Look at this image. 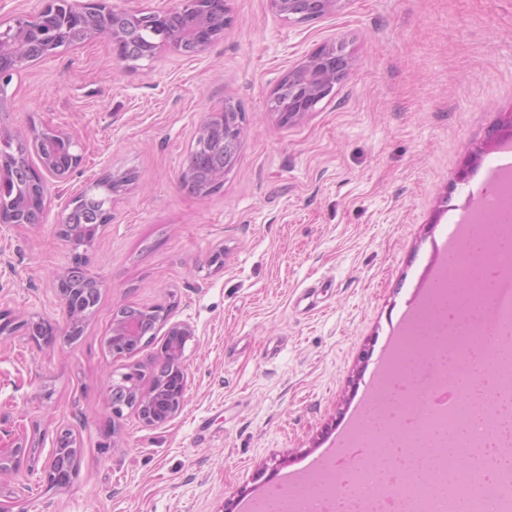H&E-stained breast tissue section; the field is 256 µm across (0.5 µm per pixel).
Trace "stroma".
<instances>
[{"label":"stroma","mask_w":512,"mask_h":512,"mask_svg":"<svg viewBox=\"0 0 512 512\" xmlns=\"http://www.w3.org/2000/svg\"><path fill=\"white\" fill-rule=\"evenodd\" d=\"M231 24L203 52L158 50L128 69L109 39L14 73L0 130H69L83 165L44 223L0 224V312L64 321L53 276L71 258L67 198L108 171L134 181L112 205L88 270L103 287L78 338L38 348L0 335V445L27 437L37 463L0 474L12 512H238L280 475H308L429 299L444 244L496 165L489 134L512 113V0H343L305 22L270 0H228ZM350 74L292 124L271 112L281 77L331 40ZM247 129L222 185L180 183L195 130L225 102ZM224 266H210L215 250ZM168 305L196 329L176 417L132 409L102 447L108 386L159 342L112 357L121 306ZM79 441V472L50 487L56 433Z\"/></svg>","instance_id":"obj_1"}]
</instances>
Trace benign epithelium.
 <instances>
[{
	"label": "benign epithelium",
	"mask_w": 512,
	"mask_h": 512,
	"mask_svg": "<svg viewBox=\"0 0 512 512\" xmlns=\"http://www.w3.org/2000/svg\"><path fill=\"white\" fill-rule=\"evenodd\" d=\"M281 17L296 21L331 15L343 0H270ZM230 22L225 0H183L182 6L165 11H141L122 8L112 0H41L34 11H19L11 24L0 29V104L4 89L18 70L53 55L61 49L82 46L96 40L104 31L110 33L118 63L125 67L141 60L132 39L137 32L149 30L156 36L158 48L177 55L198 53L224 36ZM352 69V58L344 41L322 44L306 54L278 82L270 100V111L284 123H295L314 111L316 105L331 95L334 87ZM239 111L227 101L224 111L210 114L197 128L189 151V163L182 173L183 186L193 193H210L223 183L224 173L238 159L243 126L224 124V114ZM224 141V168L217 170L201 159L209 140ZM34 151L39 167L30 161ZM83 161L74 136L64 128L33 126L24 134L0 133V224H41L51 195H60L61 184L80 169ZM25 184V198L15 209L4 206L13 185ZM112 223V207L96 211L91 222L80 226L64 219L62 236L71 247V262L56 275L58 298L66 315L64 328L36 315L24 321L27 334L41 348L51 349L59 341L74 339L75 323L87 320L89 313L74 301L68 279L87 270L88 252L102 230ZM146 316L127 317L117 309L112 317L110 338L112 355L131 354L143 341L164 330L163 342L155 357L146 365L136 364L120 379L110 382L111 411L105 419L102 447L111 446L115 437L114 417L122 409L132 408L146 427L157 428L175 418L183 403L187 373L183 365L186 344L196 336L192 324L172 320L169 309L154 306L144 309ZM41 327L36 331L35 327ZM500 347L486 346L487 366L475 380L471 367L455 372L458 383L469 389L470 401L488 412L486 387L498 384L493 369ZM31 453L26 443L0 448V474L14 471ZM77 454L67 455L55 449L44 470L50 486L66 488L78 475Z\"/></svg>",
	"instance_id": "obj_1"
}]
</instances>
